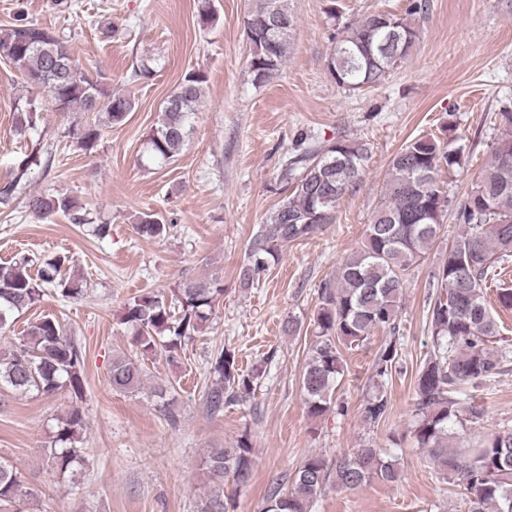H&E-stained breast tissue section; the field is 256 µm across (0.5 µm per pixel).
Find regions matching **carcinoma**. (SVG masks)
<instances>
[{
	"label": "carcinoma",
	"instance_id": "carcinoma-1",
	"mask_svg": "<svg viewBox=\"0 0 512 512\" xmlns=\"http://www.w3.org/2000/svg\"><path fill=\"white\" fill-rule=\"evenodd\" d=\"M427 10V0H411L404 16L373 12L344 25L325 58L329 75L348 91L381 82L411 55L418 38L411 16ZM294 25L288 0H255L244 21L255 81L263 82L281 69ZM0 58L19 71L30 88L46 93L58 112H102L107 125L113 126L123 123L134 107L130 97L112 95L91 82L74 63L59 33L23 16L16 17L0 36ZM205 82V73L189 72L168 98L146 142L152 160L167 163L183 149ZM15 109L17 133L23 136L35 130L36 99H21ZM455 130V122L449 120L441 127L444 139L419 137L393 157L382 201L366 224L362 245L342 258L336 277L320 289L301 390L310 418L343 413L345 405L333 399L344 375L339 344L360 345L382 329L388 336L373 363L372 391L363 402V417L369 424L386 417L389 403L384 384L399 367L398 317L409 271L426 258L448 213H453L459 232L429 282L434 350L416 380L412 434L442 478L464 491L468 512H512V432L492 435L468 456L452 446L455 428L484 418L483 410L466 405L470 390L507 371L512 363L508 346H490L499 330L484 296L497 267L512 258V112L499 113V135L490 145L487 168L458 201L446 194L440 180L443 172L453 174L468 166V157L453 145ZM69 136L89 150L100 139L101 128L94 123L75 126ZM367 160L366 145L345 138L326 148L310 142L289 156L280 169V182L288 195L253 239L248 260L239 269L240 284L249 286L276 262L281 246L333 223L337 202L362 180ZM49 166L50 159H42L36 150L24 154L12 179L0 186V205L10 206L28 171ZM27 207L40 217L62 213L73 224H92L89 213L67 195H32ZM134 231L143 238H161L169 225L146 213ZM67 261L65 256L49 258L35 276L33 260L25 256L0 266V389L36 397L69 394L70 409L56 418L49 444L43 448L47 467L61 476L73 473L85 461L78 446L86 426L78 405L87 384L85 350L48 314L30 321L21 336L12 339L5 332L16 317L37 308L48 294L62 300L85 294L83 281L61 273ZM223 297L224 281L211 276L186 279L166 293L131 298L124 305L121 324L131 330L134 353L112 357V389L139 391L145 375L143 361L159 352L176 361L193 336L206 327ZM261 372L258 366L240 369L235 352L222 349L211 361L213 379L203 393L207 412L217 415L224 411V404L249 397ZM253 467L252 447L245 435L210 450L203 468L213 491L201 502L200 512H227L224 478L245 485ZM400 477L396 460L371 442L333 460L310 455L292 475L268 490L263 512H311L331 480L353 490L371 480L394 483ZM30 495L21 474L1 459L0 505L24 512V498Z\"/></svg>",
	"mask_w": 512,
	"mask_h": 512
}]
</instances>
